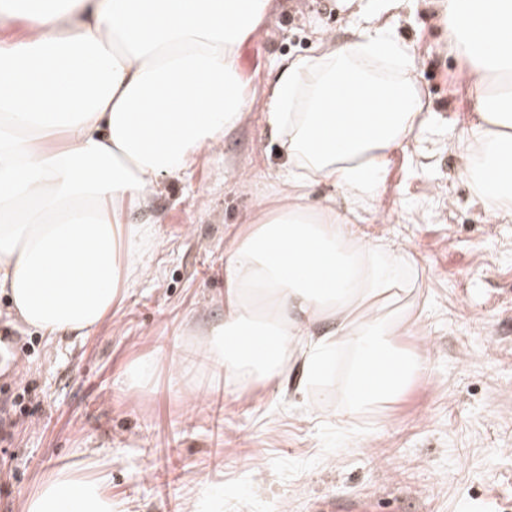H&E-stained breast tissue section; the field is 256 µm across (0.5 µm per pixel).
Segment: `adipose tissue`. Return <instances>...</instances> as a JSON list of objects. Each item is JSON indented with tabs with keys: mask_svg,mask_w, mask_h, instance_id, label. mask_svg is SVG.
Returning a JSON list of instances; mask_svg holds the SVG:
<instances>
[{
	"mask_svg": "<svg viewBox=\"0 0 512 512\" xmlns=\"http://www.w3.org/2000/svg\"><path fill=\"white\" fill-rule=\"evenodd\" d=\"M466 64L475 121L461 173L493 216L512 217V0H433ZM273 0H0V295L52 339L97 331L156 240L132 223L249 109L236 58ZM265 122L285 159L276 203L224 251V319L190 355L237 393L290 382L294 402L337 355L343 411L398 398L429 368L406 251L352 229L376 201L388 154L423 125L413 66L392 33L311 54L269 81ZM332 194L311 202L314 186ZM20 512H114L107 462L40 478Z\"/></svg>",
	"mask_w": 512,
	"mask_h": 512,
	"instance_id": "obj_1",
	"label": "adipose tissue"
}]
</instances>
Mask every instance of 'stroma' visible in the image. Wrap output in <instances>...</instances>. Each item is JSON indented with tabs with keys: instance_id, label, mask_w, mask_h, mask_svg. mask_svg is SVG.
<instances>
[{
	"instance_id": "1",
	"label": "stroma",
	"mask_w": 512,
	"mask_h": 512,
	"mask_svg": "<svg viewBox=\"0 0 512 512\" xmlns=\"http://www.w3.org/2000/svg\"><path fill=\"white\" fill-rule=\"evenodd\" d=\"M359 22L346 0H275L240 48L249 111L133 221L163 242L112 321L84 339L49 341L0 296V330L21 349L0 371V512L49 470L107 460L115 512H512V219L491 217L460 176L457 145L475 119L460 58L427 0H391L379 22L403 44L426 122L390 153L381 196L356 229L411 250L418 269L427 375L394 402L343 413L324 400L341 380L231 395L213 374L171 359L188 324L224 317V246L276 192L283 157L263 119L266 81L308 54L316 32L346 40ZM158 360L149 386L128 390L126 364ZM177 469L167 484L157 473Z\"/></svg>"
}]
</instances>
